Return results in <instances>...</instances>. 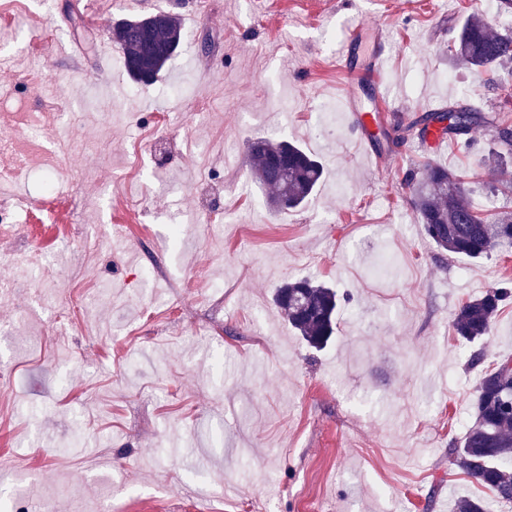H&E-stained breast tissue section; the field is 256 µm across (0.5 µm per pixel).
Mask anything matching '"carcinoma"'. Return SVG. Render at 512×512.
<instances>
[{"instance_id": "cac0c4a2", "label": "carcinoma", "mask_w": 512, "mask_h": 512, "mask_svg": "<svg viewBox=\"0 0 512 512\" xmlns=\"http://www.w3.org/2000/svg\"><path fill=\"white\" fill-rule=\"evenodd\" d=\"M112 43L122 53L128 76L151 84L177 53L181 44L178 18L156 12L112 25ZM452 57L482 78L512 64V32L491 31L478 17L460 26L448 46ZM444 125L450 138L468 134L488 123L480 111L463 107L428 112L417 123ZM499 143L504 149L485 159L497 163L512 154V132L503 127ZM253 177L272 190L270 204L279 211L296 209L315 193L323 175L322 164L302 146L287 139L255 138L247 143ZM410 204L427 236L450 254L481 258L496 249H512V213L489 220L467 202V189L455 170L427 160L421 172L405 179ZM512 297L504 287L487 290L463 303L452 327L460 339L472 343L487 336L501 302ZM275 300L288 323L314 348L333 335L339 296L336 290L308 278L295 279L277 289ZM512 358H502L479 379L471 405V420L460 440L448 448L455 468L495 491L499 503L512 507Z\"/></svg>"}]
</instances>
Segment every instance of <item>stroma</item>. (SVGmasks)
Here are the masks:
<instances>
[{
	"instance_id": "obj_1",
	"label": "stroma",
	"mask_w": 512,
	"mask_h": 512,
	"mask_svg": "<svg viewBox=\"0 0 512 512\" xmlns=\"http://www.w3.org/2000/svg\"><path fill=\"white\" fill-rule=\"evenodd\" d=\"M0 0V124L28 167L0 184L19 223L41 224L39 174L75 207L59 287L93 302L56 328L62 303L26 272L0 295V497L38 512H454L459 498L500 512L493 493L448 465L485 367L512 355V299L474 345L451 327L464 302L512 287V251H441L399 188L431 158L462 172L482 215L512 211V156L494 125L473 149L432 148L422 106L481 105L512 117L448 46L471 14L501 31L486 0H156L180 19L160 78L134 84L111 44L133 0ZM380 25L390 109L360 153L336 67L348 25ZM211 37L209 55L198 52ZM184 86L181 94L173 86ZM338 109L336 124L323 120ZM296 141L325 175L300 209L276 212L246 158L249 139ZM222 228L205 235L208 215ZM154 264L156 275L142 270ZM301 277L336 288V331L307 344L274 303Z\"/></svg>"
}]
</instances>
